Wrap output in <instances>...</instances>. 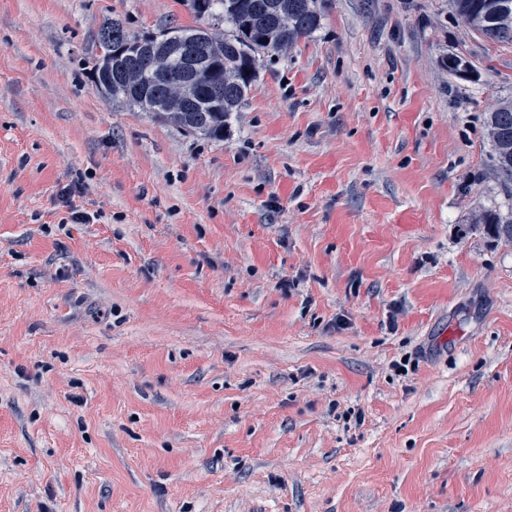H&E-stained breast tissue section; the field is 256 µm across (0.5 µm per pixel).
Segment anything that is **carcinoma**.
<instances>
[{
  "instance_id": "1",
  "label": "carcinoma",
  "mask_w": 512,
  "mask_h": 512,
  "mask_svg": "<svg viewBox=\"0 0 512 512\" xmlns=\"http://www.w3.org/2000/svg\"><path fill=\"white\" fill-rule=\"evenodd\" d=\"M203 20L198 26H172L153 34L133 33L112 20L98 33L101 54L94 66L95 84L103 97L134 107L176 130L204 139L224 140V128L241 107L256 76L257 62L278 57L311 36L321 23L318 0H190ZM452 11L477 35L512 44V0H449ZM189 47L204 40L209 57L190 64L184 56L140 57L137 43L157 38ZM120 53L135 56V73H107V59ZM188 74L191 92L177 97L174 79ZM217 89L221 104L209 99ZM492 147V172L506 188L512 186V98L502 100L486 120ZM479 223L493 235L512 240V214H484Z\"/></svg>"
}]
</instances>
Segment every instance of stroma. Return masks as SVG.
Masks as SVG:
<instances>
[{
	"instance_id": "stroma-1",
	"label": "stroma",
	"mask_w": 512,
	"mask_h": 512,
	"mask_svg": "<svg viewBox=\"0 0 512 512\" xmlns=\"http://www.w3.org/2000/svg\"><path fill=\"white\" fill-rule=\"evenodd\" d=\"M319 7L213 141L93 77L187 0H0V512H512V44ZM486 132L492 147V172L505 187L512 184V98L488 112ZM480 224H486L488 231L493 235L512 240V214L503 217L497 213L484 214L479 219Z\"/></svg>"
}]
</instances>
